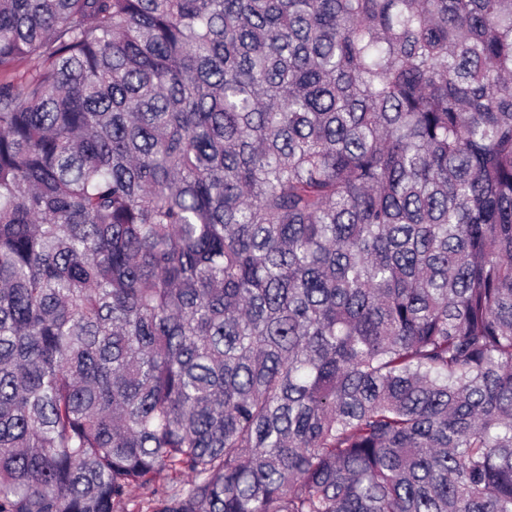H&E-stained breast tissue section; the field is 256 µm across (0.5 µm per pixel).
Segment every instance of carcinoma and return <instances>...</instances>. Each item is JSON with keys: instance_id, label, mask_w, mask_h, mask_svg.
I'll list each match as a JSON object with an SVG mask.
<instances>
[{"instance_id": "cac0c4a2", "label": "carcinoma", "mask_w": 512, "mask_h": 512, "mask_svg": "<svg viewBox=\"0 0 512 512\" xmlns=\"http://www.w3.org/2000/svg\"><path fill=\"white\" fill-rule=\"evenodd\" d=\"M133 487L512 512V0H0V512Z\"/></svg>"}]
</instances>
